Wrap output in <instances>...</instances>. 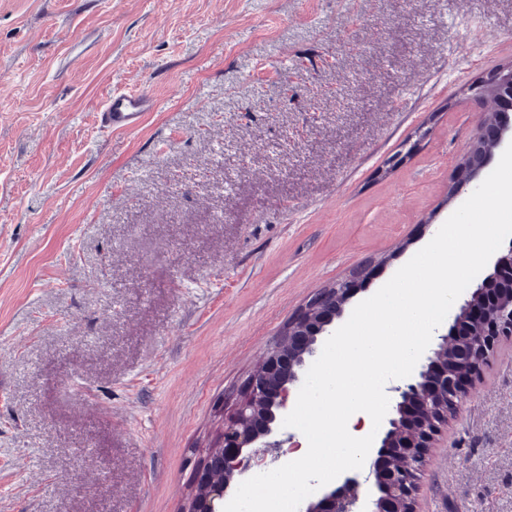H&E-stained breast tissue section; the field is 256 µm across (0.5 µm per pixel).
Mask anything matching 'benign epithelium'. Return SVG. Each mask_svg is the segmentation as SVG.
Returning a JSON list of instances; mask_svg holds the SVG:
<instances>
[{
    "label": "benign epithelium",
    "mask_w": 512,
    "mask_h": 512,
    "mask_svg": "<svg viewBox=\"0 0 512 512\" xmlns=\"http://www.w3.org/2000/svg\"><path fill=\"white\" fill-rule=\"evenodd\" d=\"M493 75L485 93L495 99L503 88L512 87V65L495 69ZM511 129L509 114L487 112L478 137L497 146ZM481 170L463 157L448 195L459 193ZM350 295L349 279L335 293L322 288L290 317L280 339L264 355L261 370L243 382L233 414L200 465L184 512H223L228 487L250 467V449L281 447L268 441L277 414L285 408L306 360L315 355L318 338L341 316ZM505 338L512 339V245L497 258L493 273L474 285L449 332L440 336L419 371L394 388L396 417L388 420L371 468L375 492L361 496L358 474L353 473L310 503L307 512H411L417 491L414 460L426 456L446 425L448 399L458 402L465 397L490 352Z\"/></svg>",
    "instance_id": "obj_1"
}]
</instances>
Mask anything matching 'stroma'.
<instances>
[{
	"instance_id": "obj_1",
	"label": "stroma",
	"mask_w": 512,
	"mask_h": 512,
	"mask_svg": "<svg viewBox=\"0 0 512 512\" xmlns=\"http://www.w3.org/2000/svg\"><path fill=\"white\" fill-rule=\"evenodd\" d=\"M512 0H0V512H181L319 289L352 313L467 200ZM156 103L105 132L113 93ZM416 512H512V339ZM468 153L464 155L462 162L448 185V194L450 196L455 193L456 196L462 189L468 186L482 170V166L469 160Z\"/></svg>"
}]
</instances>
